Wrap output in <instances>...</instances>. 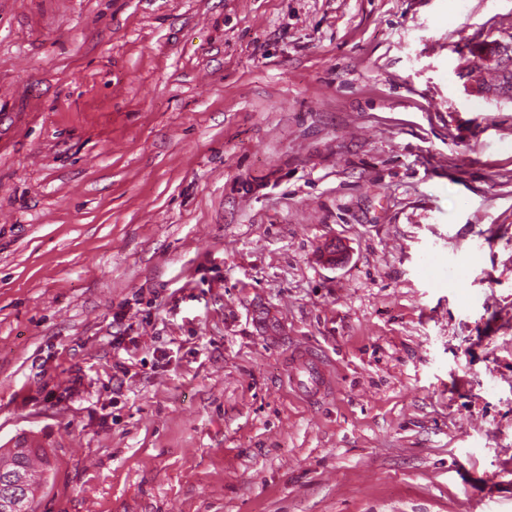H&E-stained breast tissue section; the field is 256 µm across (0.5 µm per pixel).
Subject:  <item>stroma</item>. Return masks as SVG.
<instances>
[{
	"mask_svg": "<svg viewBox=\"0 0 512 512\" xmlns=\"http://www.w3.org/2000/svg\"><path fill=\"white\" fill-rule=\"evenodd\" d=\"M508 43L512 0H0L35 512H512ZM288 384L297 395L316 401L331 389L332 378L321 355L300 351L290 355Z\"/></svg>",
	"mask_w": 512,
	"mask_h": 512,
	"instance_id": "obj_1",
	"label": "stroma"
}]
</instances>
